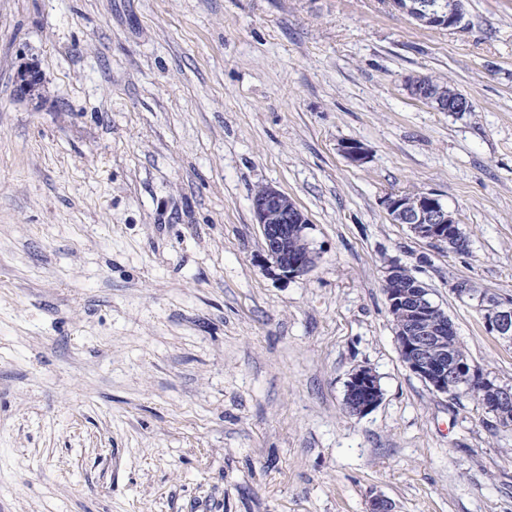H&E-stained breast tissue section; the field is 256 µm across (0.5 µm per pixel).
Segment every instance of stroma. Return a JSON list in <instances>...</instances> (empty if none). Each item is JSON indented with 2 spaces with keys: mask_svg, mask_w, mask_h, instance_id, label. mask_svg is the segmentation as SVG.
<instances>
[{
  "mask_svg": "<svg viewBox=\"0 0 512 512\" xmlns=\"http://www.w3.org/2000/svg\"><path fill=\"white\" fill-rule=\"evenodd\" d=\"M464 5L448 31L388 0H0V512H512V428L409 370L384 293L406 268L512 387L453 290L512 299V0ZM262 185L311 221L302 276L265 266ZM391 193L438 195L466 250ZM360 367L382 399L352 417ZM15 82L19 96L32 99L41 87V75L36 66L24 63L17 71ZM406 87L412 98L428 104L434 103L438 109L444 112H471L474 110L473 101L468 96L457 90L450 94L448 99L447 85L437 87L429 77H408ZM383 202L392 221L407 224L414 236L458 250L463 239L458 218L439 197L430 193H395L387 195ZM465 241L459 251L464 249Z\"/></svg>",
  "mask_w": 512,
  "mask_h": 512,
  "instance_id": "35a3bbf8",
  "label": "stroma"
}]
</instances>
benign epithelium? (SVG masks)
I'll return each mask as SVG.
<instances>
[{"instance_id":"7a95c632","label":"benign epithelium","mask_w":512,"mask_h":512,"mask_svg":"<svg viewBox=\"0 0 512 512\" xmlns=\"http://www.w3.org/2000/svg\"><path fill=\"white\" fill-rule=\"evenodd\" d=\"M393 6L417 24L433 29L457 28L464 19L463 0H392ZM41 87L38 68L30 63L20 66L16 74L19 96L34 98ZM409 95L422 102L434 104L444 112H471L473 101L455 91L448 93L445 85L436 86L431 78L412 76L406 79ZM340 152L352 165L368 159V151L358 141H344ZM392 221L408 226L421 239L458 250L462 231L458 218L441 199L430 193L389 194L384 199ZM254 221L263 238L267 268L282 277L295 278L315 266L319 253L306 249L299 253L291 244L307 238L310 220L288 194L262 186L252 196ZM401 266L386 268L384 292L388 310L393 318V331L403 362L409 370L437 394H457L480 390L486 396L485 408L497 419L512 424V388L501 386L488 378L476 365L448 356V337L456 334L448 315L429 297L423 283L412 281L397 288ZM453 290L476 302L486 328L504 340L512 341V301L492 300L468 281H458ZM382 399L377 376L368 368L354 370L346 384L344 406L354 416H364L374 410Z\"/></svg>"}]
</instances>
